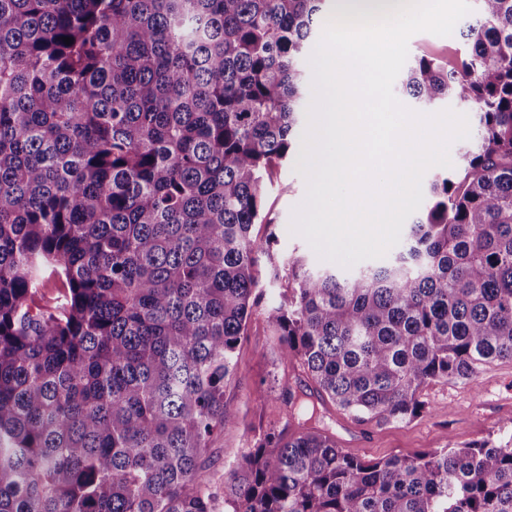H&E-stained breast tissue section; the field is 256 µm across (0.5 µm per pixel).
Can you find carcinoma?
<instances>
[{
  "label": "carcinoma",
  "instance_id": "obj_1",
  "mask_svg": "<svg viewBox=\"0 0 512 512\" xmlns=\"http://www.w3.org/2000/svg\"><path fill=\"white\" fill-rule=\"evenodd\" d=\"M328 2L0 0V512H512V438L366 461L290 391L221 489L202 472L256 316L359 422L512 361V0H477L458 70L403 75L478 144L391 257L314 268L256 231Z\"/></svg>",
  "mask_w": 512,
  "mask_h": 512
}]
</instances>
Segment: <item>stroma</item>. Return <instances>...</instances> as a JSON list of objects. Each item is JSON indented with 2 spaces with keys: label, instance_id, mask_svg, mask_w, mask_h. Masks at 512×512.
Segmentation results:
<instances>
[{
  "label": "stroma",
  "instance_id": "stroma-1",
  "mask_svg": "<svg viewBox=\"0 0 512 512\" xmlns=\"http://www.w3.org/2000/svg\"><path fill=\"white\" fill-rule=\"evenodd\" d=\"M466 26V21H459L456 32L448 36L429 32L412 35L409 58L425 55L456 69L467 50L461 37ZM305 195L306 182L296 172L294 162L275 170L266 203L269 222L261 231L275 236L277 256L303 255L316 266L320 260L306 240L289 231L292 211ZM237 356V375L224 390V406L235 415L237 425L213 443L205 461V472L217 486L222 485L225 470L249 447L256 429L272 421V403L293 386L298 372L296 365L280 361L270 327L261 317L250 322ZM420 398L426 411L410 420L358 422L331 406L326 422L341 448L365 460L412 456L431 448L496 439L512 419V362L483 365L471 382L433 383Z\"/></svg>",
  "mask_w": 512,
  "mask_h": 512
}]
</instances>
